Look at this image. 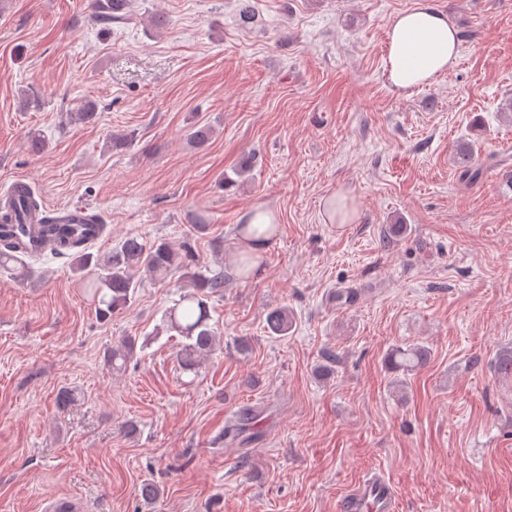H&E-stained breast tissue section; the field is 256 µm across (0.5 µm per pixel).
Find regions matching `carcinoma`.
<instances>
[{
	"mask_svg": "<svg viewBox=\"0 0 512 512\" xmlns=\"http://www.w3.org/2000/svg\"><path fill=\"white\" fill-rule=\"evenodd\" d=\"M132 0H96L98 21L104 24H124L131 19ZM96 106L87 99L78 102L68 114L73 125L90 123ZM457 165L461 177L475 181L481 169L475 166L471 147L466 145L457 152ZM8 224H26L43 242V250L54 255H69L75 260V272L80 275L85 294L95 305L101 320L129 306L142 281H164L183 269L190 272V285L179 293L178 299L167 308L162 329L182 338L177 359L185 371H194L209 357L219 343L215 327L210 324V300L224 296V273H209L192 248L184 244L175 246L163 239L147 241L126 237L118 241L105 254L88 251V236L102 237L105 225L94 214L83 224H69L58 213L44 210L35 193L26 186H16L0 200V269L18 271L20 278L27 276L25 259L33 254L23 250V241L11 233L3 232ZM270 333L285 336L292 327L288 309L279 307L266 317ZM135 341L127 339L112 347L108 358L112 365L127 363L133 356ZM431 351L423 344L393 347L387 357L393 370L412 371L430 359ZM257 414L244 408L233 423L224 430V436L233 440L253 429Z\"/></svg>",
	"mask_w": 512,
	"mask_h": 512,
	"instance_id": "1",
	"label": "carcinoma"
}]
</instances>
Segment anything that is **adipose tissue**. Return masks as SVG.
Masks as SVG:
<instances>
[{
	"mask_svg": "<svg viewBox=\"0 0 512 512\" xmlns=\"http://www.w3.org/2000/svg\"><path fill=\"white\" fill-rule=\"evenodd\" d=\"M384 69L390 83L407 92L432 84L454 67L459 58V37L446 13L432 0H416L389 23Z\"/></svg>",
	"mask_w": 512,
	"mask_h": 512,
	"instance_id": "ef3b65f1",
	"label": "adipose tissue"
}]
</instances>
